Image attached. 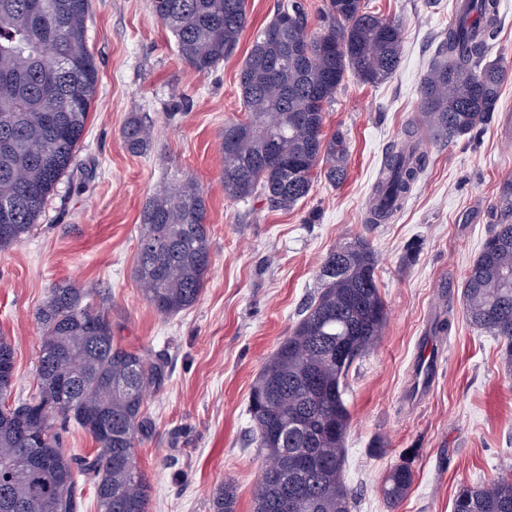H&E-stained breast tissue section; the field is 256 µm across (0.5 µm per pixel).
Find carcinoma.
<instances>
[{
    "instance_id": "carcinoma-1",
    "label": "carcinoma",
    "mask_w": 512,
    "mask_h": 512,
    "mask_svg": "<svg viewBox=\"0 0 512 512\" xmlns=\"http://www.w3.org/2000/svg\"><path fill=\"white\" fill-rule=\"evenodd\" d=\"M159 21L175 36L180 57L207 73L237 49L248 24L245 0H152ZM88 0H0V251L19 243L71 167L97 89V68L86 38ZM327 22L307 30L301 0H283L260 29L244 60L239 89L245 118L224 125V192L236 201L265 198L288 210L307 197L318 174L332 183L347 175L344 135L324 129V110L351 71L368 84L392 76L401 61L402 28L367 10L365 0H327ZM284 25L280 41L266 34ZM499 26V0H464L425 75L419 119L387 156L375 183L372 224L400 208L426 166L416 127L451 140L493 119L507 68L485 61L486 36ZM303 43L295 60L292 43ZM327 44L337 53H323ZM127 149L146 151L151 130L130 118ZM295 169L288 170L284 161ZM204 190L191 176L150 198L140 220L135 277L144 300L176 314L198 300L212 265ZM370 244L357 237L332 248L292 332L253 384L248 413L262 458L253 512H352L344 481V442L350 413L344 401L350 368L375 345L387 319ZM93 292L58 284L37 312L41 328L38 393L8 403L0 387V512H80L84 484H93L97 512H148L150 483L136 462L148 433L145 408L163 366L115 341L108 308ZM467 321L504 344L512 371V224L496 225L463 282ZM346 358L336 362V341ZM94 439L92 455L63 447L69 422ZM55 449L57 470L32 461L30 435ZM413 471L393 467L382 486L394 504L411 489ZM213 512H237V488L212 498ZM452 512H512V470L491 482L466 485Z\"/></svg>"
}]
</instances>
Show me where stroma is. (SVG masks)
Segmentation results:
<instances>
[{"mask_svg":"<svg viewBox=\"0 0 512 512\" xmlns=\"http://www.w3.org/2000/svg\"><path fill=\"white\" fill-rule=\"evenodd\" d=\"M279 2L245 0L236 52L198 73L178 56L150 0H89L99 80L83 139L35 226L0 252V334L15 342L11 396L37 390L36 313L51 288L95 289L111 305L116 340L164 367L146 401L151 430L137 446L149 512H210L213 490L228 480L237 512H252L261 460L247 412L251 387L316 291L323 259L342 239L362 237L377 255L387 321L347 380L344 474L353 512H451L461 486L512 467V374L501 342L467 322L461 299L470 263L512 206V138L493 122L471 137L425 138L428 165L417 187L388 223H368L372 187L419 113L421 83L457 0H366L402 26L404 43L391 78L368 85L346 75L326 109V132L349 141L345 181L318 178L287 211L261 197L230 199L221 136L243 117L240 69ZM134 114L152 127L142 154L122 138ZM188 175L206 195L213 263L195 305L165 316L133 274L140 216L150 197ZM428 348L441 359L417 399L415 364ZM403 464L414 483L392 505L382 480Z\"/></svg>","mask_w":512,"mask_h":512,"instance_id":"stroma-1","label":"stroma"}]
</instances>
